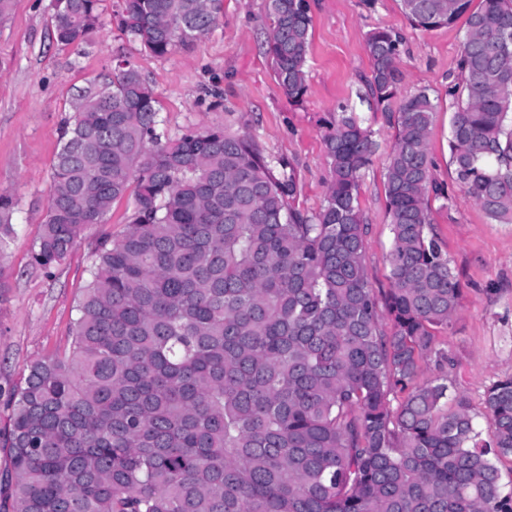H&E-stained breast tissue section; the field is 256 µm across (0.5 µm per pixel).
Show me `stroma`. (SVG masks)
<instances>
[{"label":"stroma","mask_w":512,"mask_h":512,"mask_svg":"<svg viewBox=\"0 0 512 512\" xmlns=\"http://www.w3.org/2000/svg\"><path fill=\"white\" fill-rule=\"evenodd\" d=\"M313 16L307 91L293 101L274 78L265 52L266 0H223L218 24L208 33L155 56L107 23L81 49L58 44L50 0H11L0 23V189L18 199L16 233L0 280V387L19 385L29 365L63 353L71 344L74 305L89 278L90 254L107 234H118L128 198L113 202L108 220L92 224L68 258L52 273L31 262V249L47 218L50 172L63 121L71 114L75 87L113 60H131L152 87L170 132L224 127L252 136L264 152L293 169L300 209L320 207L329 169L320 123L337 105L353 108L377 148L360 188L368 226L364 259L377 297L391 286L388 253L392 234L386 216L384 170L395 130L365 96L371 64L368 35L389 28L403 37L401 94L428 89L438 100L430 152L438 181L454 199L431 200L434 230L463 290L448 333L438 338L455 364L448 377L469 399L478 429L487 430L483 393L512 377V224L492 222L463 192L455 190L448 164L449 122L455 100L448 88L457 77L465 25L413 28L400 0H308Z\"/></svg>","instance_id":"1"}]
</instances>
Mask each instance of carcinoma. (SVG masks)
<instances>
[{
  "instance_id": "carcinoma-1",
  "label": "carcinoma",
  "mask_w": 512,
  "mask_h": 512,
  "mask_svg": "<svg viewBox=\"0 0 512 512\" xmlns=\"http://www.w3.org/2000/svg\"><path fill=\"white\" fill-rule=\"evenodd\" d=\"M100 0H51L55 39L79 46ZM432 30L465 18L455 183L512 224V0H400ZM222 0H117L112 18L155 56L209 32ZM266 53L289 97L306 91L307 0H267ZM403 38L370 33L369 96L396 130L385 167L391 288L364 266L359 195L376 143L347 106L322 126L329 182L315 212L294 172L243 133L171 135L138 67L119 59L72 98L32 264L59 266L88 224L132 193L78 296L72 350L32 363L0 429L10 475L0 512H512L492 457L512 455V377L484 392L488 438L448 373L419 385V360L453 367L436 337L460 283L433 232L437 104L397 94ZM17 202L0 192V258ZM392 322L380 325L382 314ZM396 406H391L393 400Z\"/></svg>"
}]
</instances>
